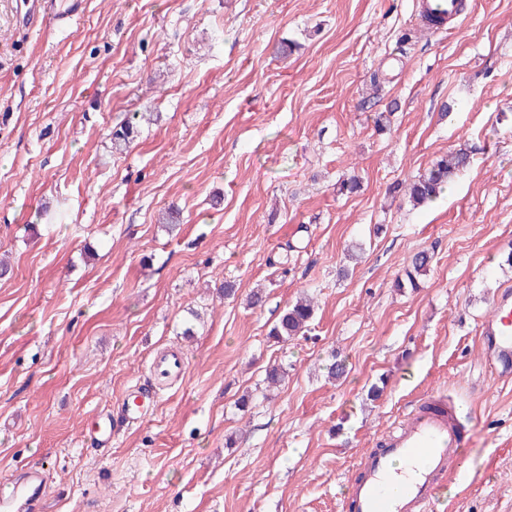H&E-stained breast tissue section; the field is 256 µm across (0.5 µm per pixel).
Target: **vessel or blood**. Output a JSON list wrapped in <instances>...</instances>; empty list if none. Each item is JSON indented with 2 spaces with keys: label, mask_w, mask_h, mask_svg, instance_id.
Wrapping results in <instances>:
<instances>
[{
  "label": "vessel or blood",
  "mask_w": 512,
  "mask_h": 512,
  "mask_svg": "<svg viewBox=\"0 0 512 512\" xmlns=\"http://www.w3.org/2000/svg\"><path fill=\"white\" fill-rule=\"evenodd\" d=\"M434 8L422 0L420 18L433 28H453L461 14V0H441ZM87 0H30L26 21H44L55 27L71 25L86 10ZM487 356L502 376L512 375V293L495 301L491 317L481 327ZM129 422L139 423L152 415L156 399L141 392L124 398ZM443 401L418 405L396 431L383 437L377 448L354 464L349 491L340 512H433L441 482L448 472L465 470L467 442L460 427L451 421ZM41 471L12 478L0 487V512H28L39 496Z\"/></svg>",
  "instance_id": "b4317fda"
}]
</instances>
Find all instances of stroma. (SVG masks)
I'll return each instance as SVG.
<instances>
[{
    "label": "stroma",
    "instance_id": "35a3bbf8",
    "mask_svg": "<svg viewBox=\"0 0 512 512\" xmlns=\"http://www.w3.org/2000/svg\"><path fill=\"white\" fill-rule=\"evenodd\" d=\"M26 2L0 0V481L42 468L34 512H340L357 458L441 393L469 462L437 512H512V378L480 338L512 290V0L447 32L418 0H88L41 30ZM462 147L435 201L398 192ZM302 294L307 332L270 337ZM168 347L186 374L162 386ZM136 391L158 406L130 424ZM138 119L139 113L134 112L123 124L112 130V149H115V151H123L127 148L138 134ZM432 262V255L429 251L422 250L415 253L411 257L410 265L405 273V278L395 280V288H405L408 283L411 288H417L416 279L419 276H424L430 269Z\"/></svg>",
    "mask_w": 512,
    "mask_h": 512
}]
</instances>
